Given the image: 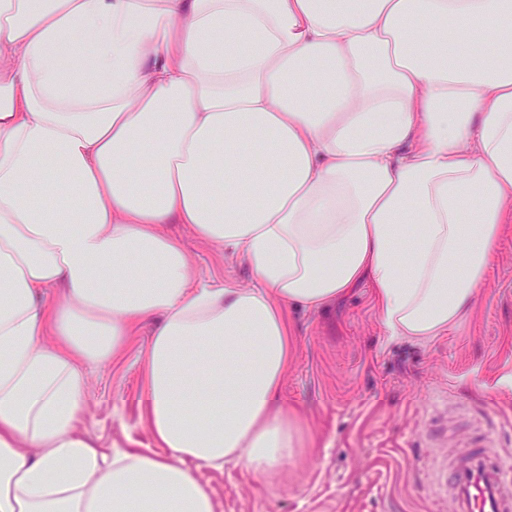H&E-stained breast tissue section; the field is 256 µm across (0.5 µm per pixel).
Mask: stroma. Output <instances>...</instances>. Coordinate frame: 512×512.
I'll return each instance as SVG.
<instances>
[{
    "label": "stroma",
    "instance_id": "1",
    "mask_svg": "<svg viewBox=\"0 0 512 512\" xmlns=\"http://www.w3.org/2000/svg\"><path fill=\"white\" fill-rule=\"evenodd\" d=\"M165 231L184 245L198 284L251 285L229 250L185 224ZM288 321L282 402L309 442L271 481L234 464L196 469L216 512H451L450 500L429 490L435 463L468 452L479 434L512 459V224L470 314L449 335L387 336L364 285L324 310L289 308ZM151 333L135 327L120 357L86 369L78 428L99 448L159 449L141 406Z\"/></svg>",
    "mask_w": 512,
    "mask_h": 512
}]
</instances>
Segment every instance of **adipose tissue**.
Returning <instances> with one entry per match:
<instances>
[{
  "label": "adipose tissue",
  "mask_w": 512,
  "mask_h": 512,
  "mask_svg": "<svg viewBox=\"0 0 512 512\" xmlns=\"http://www.w3.org/2000/svg\"><path fill=\"white\" fill-rule=\"evenodd\" d=\"M511 223L512 0H0V512H215L192 465L304 443L289 307L364 284L447 335ZM165 224L252 286H197ZM147 323L162 451L97 448L84 369Z\"/></svg>",
  "instance_id": "obj_1"
}]
</instances>
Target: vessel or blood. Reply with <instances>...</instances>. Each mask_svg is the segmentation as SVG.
<instances>
[{"label": "vessel or blood", "mask_w": 512, "mask_h": 512, "mask_svg": "<svg viewBox=\"0 0 512 512\" xmlns=\"http://www.w3.org/2000/svg\"><path fill=\"white\" fill-rule=\"evenodd\" d=\"M436 478L452 512H512V465L495 456L486 440L464 457L438 466Z\"/></svg>", "instance_id": "obj_1"}]
</instances>
